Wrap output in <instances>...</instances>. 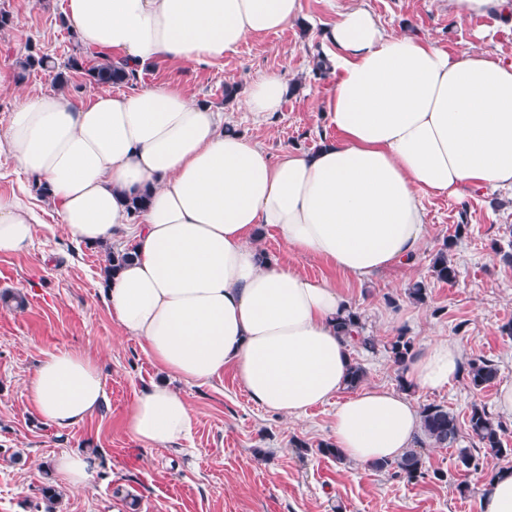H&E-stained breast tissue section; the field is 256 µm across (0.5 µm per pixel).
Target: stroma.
I'll list each match as a JSON object with an SVG mask.
<instances>
[{
  "instance_id": "35a3bbf8",
  "label": "stroma",
  "mask_w": 512,
  "mask_h": 512,
  "mask_svg": "<svg viewBox=\"0 0 512 512\" xmlns=\"http://www.w3.org/2000/svg\"><path fill=\"white\" fill-rule=\"evenodd\" d=\"M65 0H0L13 16L0 31V132L20 100L54 91L49 71L16 81V63L34 44L63 61L75 41L61 24ZM362 5L390 30H416L451 54L483 49L512 59V21L491 14L463 20L448 13L446 0H302V15L287 28L246 38L235 53L208 65L159 63L141 70L138 88L170 83L192 100L223 112L227 127L260 142L271 155L287 149L309 151L334 138L323 108L330 76L313 73L324 49L323 28L333 6ZM490 41H481L483 32ZM286 72L292 87L280 112L255 122L240 95L259 76ZM237 88L225 100V86ZM426 246L415 264L388 269L369 282H357L325 261L287 251L278 234L258 229L254 243L288 261L301 273L325 279L362 317L364 335L378 348L354 347L353 359L365 372V385L398 386L400 372L384 350L398 334L414 343L430 337L456 342L465 360H493L501 380L512 382V265L495 247L512 241V191H475L461 199L424 198ZM42 218L30 252L0 255V512H45L40 488L53 484L62 499L56 512H478L479 492L490 476L512 468V457L487 458L481 472L456 467L458 448L425 445L429 469L448 474L446 481L413 484L348 460L319 453L331 442L334 406L311 408L289 418L253 402L233 372L204 385L174 381V388L195 413L189 439L161 450H148L126 426L140 390L164 374L137 338L126 335L105 308L102 246L67 239L53 207L41 203ZM456 243L450 258L455 281L431 275L433 255L448 238ZM415 281L428 288L426 302L407 295ZM83 350L99 360L107 403L95 416L67 432L45 425L32 413L25 379L44 354ZM498 386L472 389L460 379L442 392L413 393L416 405L440 404L466 420L472 403L495 412ZM95 451L106 461L86 490H75L54 468L65 450ZM468 484L461 496L460 484Z\"/></svg>"
}]
</instances>
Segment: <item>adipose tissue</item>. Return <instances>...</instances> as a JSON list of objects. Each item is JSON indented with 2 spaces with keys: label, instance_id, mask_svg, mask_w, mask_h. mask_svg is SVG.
<instances>
[{
  "label": "adipose tissue",
  "instance_id": "obj_1",
  "mask_svg": "<svg viewBox=\"0 0 512 512\" xmlns=\"http://www.w3.org/2000/svg\"><path fill=\"white\" fill-rule=\"evenodd\" d=\"M301 13L302 0L64 6L84 47L138 70L222 60ZM323 42L333 77L324 112L336 137L313 151L271 157L170 84L88 100L66 92L25 98L0 146L46 188L71 241L105 244L119 231L131 238L133 258L102 298L162 372L205 384L233 369L255 403L291 418L335 403V446L371 465L414 447L421 418L410 393L452 386L464 372L458 345L423 342L404 372L407 390L345 395L352 349L336 325L348 303L327 281L259 250L254 234L272 228L287 250L359 281L411 264L425 244L424 196L512 189V60L481 49L449 55L429 37L384 28L360 5L336 11ZM288 91L287 75L271 71L251 83L243 106L264 121ZM145 190L146 208L131 213L128 199ZM38 222L22 197L0 195V254L28 252ZM25 384L33 413L60 431L107 399L99 363L83 351L46 354ZM194 423L165 383L145 388L127 419L131 436L153 449L187 439ZM54 463L80 490L100 461L70 450Z\"/></svg>",
  "mask_w": 512,
  "mask_h": 512
}]
</instances>
